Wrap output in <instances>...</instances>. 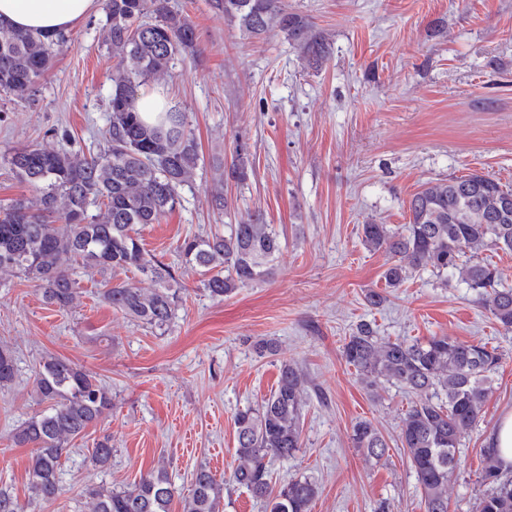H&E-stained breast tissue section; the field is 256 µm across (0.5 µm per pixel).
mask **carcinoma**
I'll return each mask as SVG.
<instances>
[{"label": "carcinoma", "instance_id": "1", "mask_svg": "<svg viewBox=\"0 0 512 512\" xmlns=\"http://www.w3.org/2000/svg\"><path fill=\"white\" fill-rule=\"evenodd\" d=\"M241 34L256 39L272 28L309 62L320 65L330 45L304 15L285 0H211ZM104 43L120 60L112 74L107 149L80 155L38 143L14 149L0 159L32 190L0 213V270L17 271L36 283L43 301L60 310L74 302L79 287L76 268L104 273L134 270L152 287L128 282L105 283L103 299L113 309L151 327L175 316L182 285L169 265L149 255L137 236L139 224H156L180 204L179 188L190 182L198 144L186 113L169 112V123H144L136 110L137 87L169 73L176 57L196 46L191 20L172 0H105ZM55 38L0 23V99L32 100L52 64ZM249 157L236 150L222 181L247 179ZM512 186L474 172L428 181L409 201V223L398 229L362 225V241L394 258L384 272L397 288L417 269L438 277L458 276L474 291L503 327L512 328V288L501 283L492 264L479 258L487 250L512 251ZM281 250L279 234L257 214L226 225L220 233L186 237L182 261L199 269L213 298L233 294L265 280ZM343 357L368 388L380 382L412 396L401 429V445L413 470L426 512H448V483L463 440L480 420L500 355L486 343H460L448 336L424 341L384 340L361 323L346 340ZM17 375L13 353L0 347V390ZM304 373L294 364L279 368L277 386L258 408L234 416L238 464L231 482L265 505V512H310L318 494L315 483L295 479L274 490L266 458H288L301 446ZM33 391L47 405L16 429L15 443L34 448L29 463L31 501H50L60 493L61 460L106 410L112 394L94 373L69 360L46 356ZM355 447L383 458L388 444L368 421L353 429ZM481 482L488 487L477 512H512V473L490 448ZM94 467L112 463V445L104 438L92 450ZM175 490L161 465L132 485L89 491L91 512H171ZM224 482L207 468L193 474L182 512H218Z\"/></svg>", "mask_w": 512, "mask_h": 512}]
</instances>
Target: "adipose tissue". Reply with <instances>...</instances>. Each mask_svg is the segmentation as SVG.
Here are the masks:
<instances>
[{"label":"adipose tissue","instance_id":"ef3b65f1","mask_svg":"<svg viewBox=\"0 0 512 512\" xmlns=\"http://www.w3.org/2000/svg\"><path fill=\"white\" fill-rule=\"evenodd\" d=\"M95 10V0H0V19L55 36L70 32Z\"/></svg>","mask_w":512,"mask_h":512}]
</instances>
